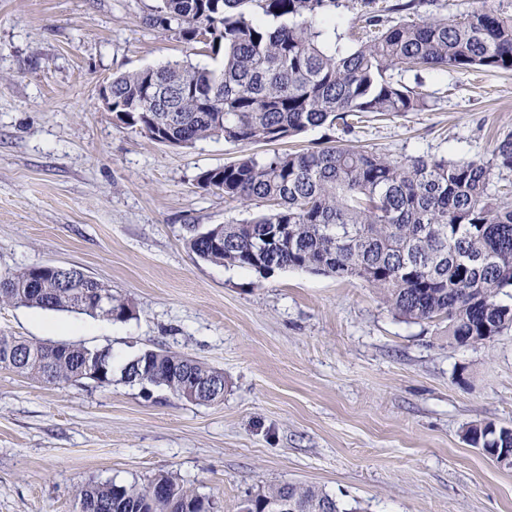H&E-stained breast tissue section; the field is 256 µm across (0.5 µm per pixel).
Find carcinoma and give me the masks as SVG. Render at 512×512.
Instances as JSON below:
<instances>
[{
  "label": "carcinoma",
  "instance_id": "obj_1",
  "mask_svg": "<svg viewBox=\"0 0 512 512\" xmlns=\"http://www.w3.org/2000/svg\"><path fill=\"white\" fill-rule=\"evenodd\" d=\"M425 0H360L353 49L336 30L343 0H160L150 23L188 44L223 54L216 68L188 62L112 78V112L164 145L200 140L273 143L310 127L349 130L368 117L416 112L426 94L395 75L453 69L512 70V14L480 8L418 17ZM512 170V135L492 158L391 159L371 148L333 144L306 152L246 154L202 172L201 187L265 210L244 224H218L189 241L201 260L265 271L305 269L378 289L390 310L445 324L457 344H485L512 328V199L494 170ZM0 304L121 320L128 303L81 268L22 267L0 278ZM87 348L60 350L0 334V367L41 384L82 380ZM217 370L163 348L122 367L130 384L179 396L185 373ZM469 443L512 448V429L471 424ZM80 512H213V501L159 473L145 484L91 483ZM287 498L296 512H346L313 485H272L244 512H267Z\"/></svg>",
  "mask_w": 512,
  "mask_h": 512
}]
</instances>
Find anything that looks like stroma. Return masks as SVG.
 I'll return each mask as SVG.
<instances>
[{"label": "stroma", "mask_w": 512, "mask_h": 512, "mask_svg": "<svg viewBox=\"0 0 512 512\" xmlns=\"http://www.w3.org/2000/svg\"><path fill=\"white\" fill-rule=\"evenodd\" d=\"M157 0H0V276L77 266L128 300L122 321L0 307V332L112 350V384H40L0 368V512H79L91 482L164 472L240 512L260 487L301 482L350 512H512V468L466 439L512 427V328L449 343L396 317L364 283L198 259L191 235L251 218L198 175L245 153L366 145L393 159H482L512 134V71L407 73L427 109L249 146L150 142L115 122L101 85L176 60L214 67L148 25ZM146 348L224 374V398L129 384Z\"/></svg>", "instance_id": "1"}]
</instances>
